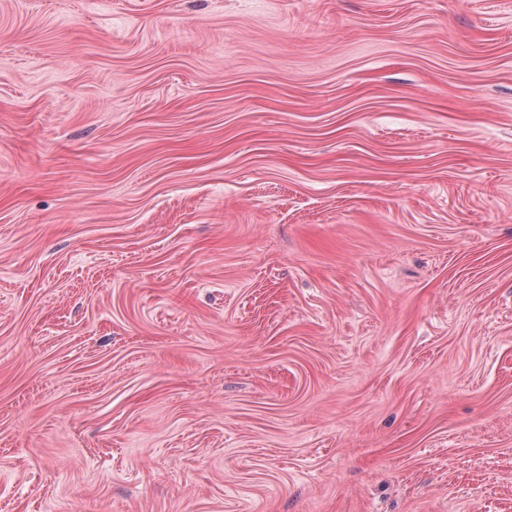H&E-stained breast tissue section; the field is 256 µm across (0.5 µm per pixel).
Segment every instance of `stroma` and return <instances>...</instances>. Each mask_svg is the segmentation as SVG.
<instances>
[{
	"label": "stroma",
	"mask_w": 512,
	"mask_h": 512,
	"mask_svg": "<svg viewBox=\"0 0 512 512\" xmlns=\"http://www.w3.org/2000/svg\"><path fill=\"white\" fill-rule=\"evenodd\" d=\"M0 512H512V0H0Z\"/></svg>",
	"instance_id": "1"
}]
</instances>
